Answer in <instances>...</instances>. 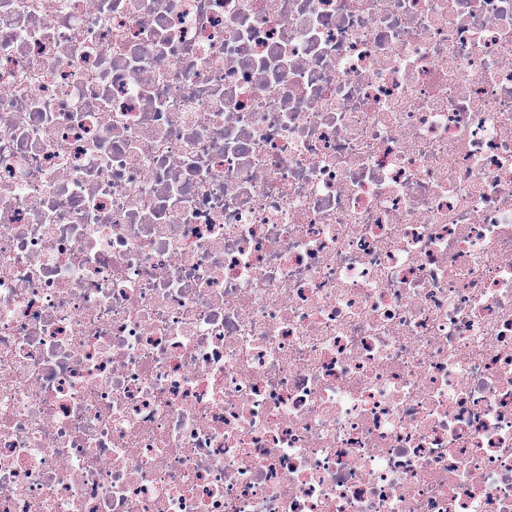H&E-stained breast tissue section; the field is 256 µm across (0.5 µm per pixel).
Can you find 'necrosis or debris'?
Here are the masks:
<instances>
[{
  "label": "necrosis or debris",
  "mask_w": 512,
  "mask_h": 512,
  "mask_svg": "<svg viewBox=\"0 0 512 512\" xmlns=\"http://www.w3.org/2000/svg\"><path fill=\"white\" fill-rule=\"evenodd\" d=\"M0 512H512V0H0Z\"/></svg>",
  "instance_id": "necrosis-or-debris-1"
}]
</instances>
